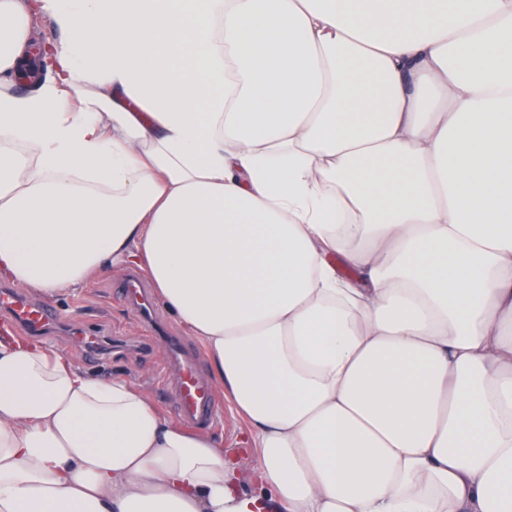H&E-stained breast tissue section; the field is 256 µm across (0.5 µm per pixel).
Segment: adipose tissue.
Instances as JSON below:
<instances>
[{
	"instance_id": "1",
	"label": "adipose tissue",
	"mask_w": 512,
	"mask_h": 512,
	"mask_svg": "<svg viewBox=\"0 0 512 512\" xmlns=\"http://www.w3.org/2000/svg\"><path fill=\"white\" fill-rule=\"evenodd\" d=\"M125 265L261 488L5 325L0 512H512V0H0V280Z\"/></svg>"
}]
</instances>
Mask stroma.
<instances>
[{"instance_id": "stroma-1", "label": "stroma", "mask_w": 512, "mask_h": 512, "mask_svg": "<svg viewBox=\"0 0 512 512\" xmlns=\"http://www.w3.org/2000/svg\"><path fill=\"white\" fill-rule=\"evenodd\" d=\"M126 275V269H113L76 293L50 299L49 305L65 322L99 331L108 339L122 337L129 345L128 350L110 352L99 362L82 356L68 335L49 334L45 340L88 373L131 379L172 419L176 416V395L163 383L167 351L163 344L146 338L141 324L124 305L119 286ZM215 398L223 413L220 424L211 428L210 433L223 443L225 455L235 461L240 486L246 490L256 488L262 482V473L253 449L245 443L246 424L227 411L223 393H216Z\"/></svg>"}]
</instances>
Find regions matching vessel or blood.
<instances>
[{"instance_id": "1", "label": "vessel or blood", "mask_w": 512, "mask_h": 512, "mask_svg": "<svg viewBox=\"0 0 512 512\" xmlns=\"http://www.w3.org/2000/svg\"><path fill=\"white\" fill-rule=\"evenodd\" d=\"M122 297L145 320H153L154 305L136 276H129L122 284ZM0 310L6 312L27 334L39 336L58 328L61 319L50 307L36 304L14 293L10 288L0 289ZM79 349L89 358L102 359L106 345L100 336L74 331ZM169 379L177 396L178 416L192 426L211 425L218 416V408L208 383L198 374L199 352L189 351L185 342L176 336L168 337Z\"/></svg>"}]
</instances>
